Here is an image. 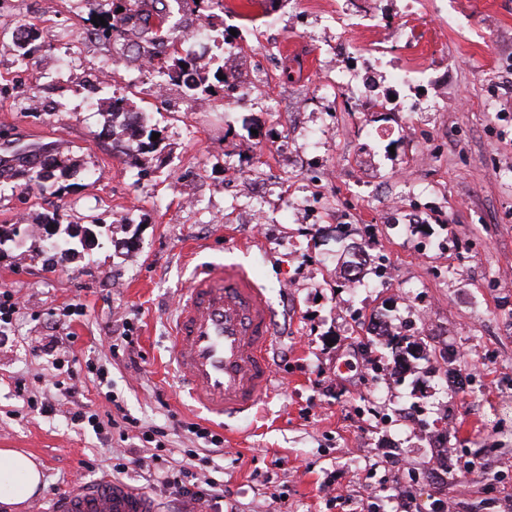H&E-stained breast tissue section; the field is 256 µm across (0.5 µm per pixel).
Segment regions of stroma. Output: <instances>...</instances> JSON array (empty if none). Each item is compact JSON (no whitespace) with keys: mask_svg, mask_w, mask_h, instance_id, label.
<instances>
[{"mask_svg":"<svg viewBox=\"0 0 512 512\" xmlns=\"http://www.w3.org/2000/svg\"><path fill=\"white\" fill-rule=\"evenodd\" d=\"M224 3L241 64L264 79L233 107L215 97L200 112L176 85L150 96L154 69L87 38V0H0V226L17 231L0 246V291L22 301L0 333V448L32 455L43 475L17 512L110 475L119 447L122 482L161 512H186L138 461L155 426L167 432L163 457L181 459L197 445L191 422L224 438L197 467L222 481L220 512H342L326 484L360 512H396L405 495L423 512L438 499L454 512H512V434L495 427L499 393L512 389V0ZM372 12L382 28L363 27ZM21 17L43 45L25 67L10 37ZM335 41L352 79L373 72L379 91L385 60L411 71L399 93L410 112L353 105L350 87L331 82ZM105 58L116 64L102 80ZM117 97L158 133L155 151L125 155L126 132L109 120ZM31 150L67 158L60 183L30 182ZM230 169L262 192L237 194ZM52 214L94 232L61 262L41 228ZM359 245L360 288L344 274ZM224 261L251 270L280 322L271 393L226 426L180 393L169 325L193 267ZM70 304L80 314L63 316ZM377 319L421 357H398ZM127 333L134 354L107 356ZM58 357L71 374L56 373ZM100 369L140 421L128 437L71 420L114 403ZM71 377L76 401L63 389ZM32 397L54 412L30 408ZM435 437L482 467L431 474ZM396 452L408 469L387 464Z\"/></svg>","mask_w":512,"mask_h":512,"instance_id":"stroma-1","label":"stroma"}]
</instances>
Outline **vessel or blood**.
<instances>
[{"label": "vessel or blood", "mask_w": 512, "mask_h": 512, "mask_svg": "<svg viewBox=\"0 0 512 512\" xmlns=\"http://www.w3.org/2000/svg\"><path fill=\"white\" fill-rule=\"evenodd\" d=\"M171 348L179 388L194 407L219 420L252 412L271 390L270 352L277 314L265 289L239 263L201 267L172 316ZM47 512H156L153 500L104 477L75 485Z\"/></svg>", "instance_id": "1"}]
</instances>
